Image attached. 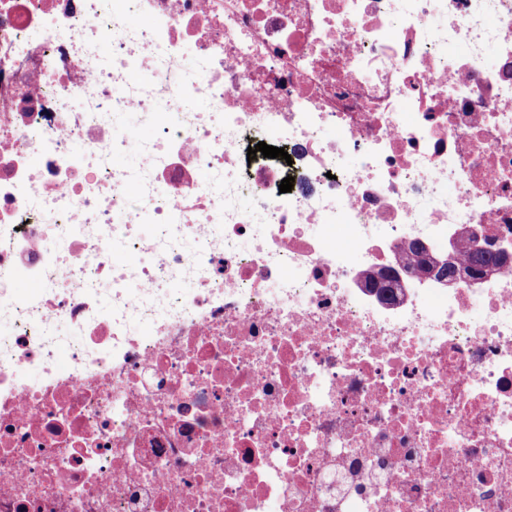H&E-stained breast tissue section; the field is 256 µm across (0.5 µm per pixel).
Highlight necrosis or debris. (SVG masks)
<instances>
[{"label": "necrosis or debris", "instance_id": "4bbe7bcc", "mask_svg": "<svg viewBox=\"0 0 512 512\" xmlns=\"http://www.w3.org/2000/svg\"><path fill=\"white\" fill-rule=\"evenodd\" d=\"M476 234L512 0H0V512H512Z\"/></svg>", "mask_w": 512, "mask_h": 512}]
</instances>
